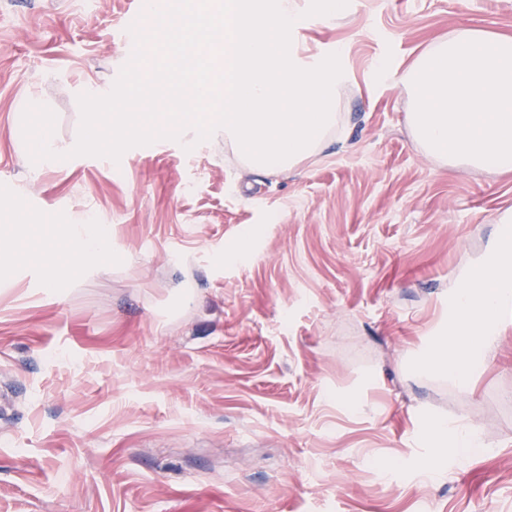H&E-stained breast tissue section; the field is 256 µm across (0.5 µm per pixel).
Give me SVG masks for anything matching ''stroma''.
<instances>
[{"instance_id":"obj_1","label":"stroma","mask_w":512,"mask_h":512,"mask_svg":"<svg viewBox=\"0 0 512 512\" xmlns=\"http://www.w3.org/2000/svg\"><path fill=\"white\" fill-rule=\"evenodd\" d=\"M131 7L0 0V203L24 221L0 230V512H512V307L468 384L419 371L449 292L496 255L512 172L426 154L401 82L456 29L512 37V0L301 19L302 54L343 46L348 82L290 173L215 135L31 179L22 102L76 141L78 95L107 94L130 58ZM85 215L109 250L61 241ZM50 260L70 276L47 284ZM440 419L483 445L431 482Z\"/></svg>"}]
</instances>
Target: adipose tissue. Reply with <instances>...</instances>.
Returning a JSON list of instances; mask_svg holds the SVG:
<instances>
[{
    "mask_svg": "<svg viewBox=\"0 0 512 512\" xmlns=\"http://www.w3.org/2000/svg\"><path fill=\"white\" fill-rule=\"evenodd\" d=\"M512 304V228L501 232L498 258L476 270L469 280L448 298V357L429 359L423 368L445 371L459 383H467L481 363L482 349L497 332L502 309ZM431 447L446 448L448 455L480 445L471 427L452 421H438L426 433Z\"/></svg>",
    "mask_w": 512,
    "mask_h": 512,
    "instance_id": "1",
    "label": "adipose tissue"
}]
</instances>
